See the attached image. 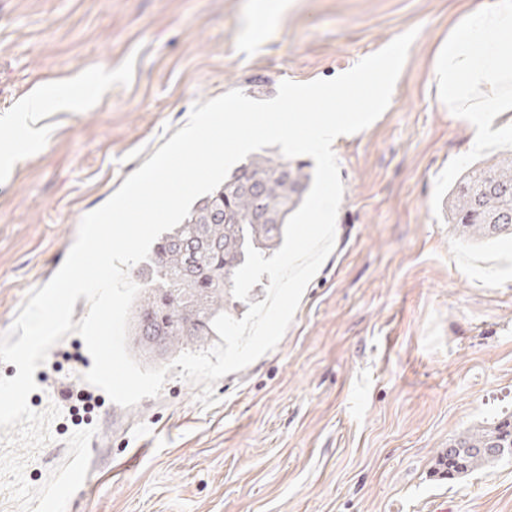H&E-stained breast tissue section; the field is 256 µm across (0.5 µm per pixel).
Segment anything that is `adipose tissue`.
I'll use <instances>...</instances> for the list:
<instances>
[{"label":"adipose tissue","mask_w":512,"mask_h":512,"mask_svg":"<svg viewBox=\"0 0 512 512\" xmlns=\"http://www.w3.org/2000/svg\"><path fill=\"white\" fill-rule=\"evenodd\" d=\"M438 101L449 111L464 113L474 127L473 149L487 146L486 123L491 113L512 114V0H471L465 12L438 47L432 64ZM68 112L83 111L85 97L59 90L53 99L36 95L22 104L21 127L27 140L37 141L41 131L29 112L46 106Z\"/></svg>","instance_id":"obj_1"}]
</instances>
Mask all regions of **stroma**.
Segmentation results:
<instances>
[{
  "instance_id": "obj_1",
  "label": "stroma",
  "mask_w": 512,
  "mask_h": 512,
  "mask_svg": "<svg viewBox=\"0 0 512 512\" xmlns=\"http://www.w3.org/2000/svg\"><path fill=\"white\" fill-rule=\"evenodd\" d=\"M0 0V145L18 106L67 85L82 112L38 113L43 136L0 175V334L61 268L84 215L230 90L331 79L417 29L385 112L332 149L344 192L332 253L279 344L219 379L217 402L170 370L159 396L102 399L93 488L67 512H512V460L463 478L438 451L512 417V240H466L448 190L512 153L437 102V47L464 0ZM68 334L34 379L70 376Z\"/></svg>"
}]
</instances>
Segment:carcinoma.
<instances>
[{
  "label": "carcinoma",
  "instance_id": "carcinoma-1",
  "mask_svg": "<svg viewBox=\"0 0 512 512\" xmlns=\"http://www.w3.org/2000/svg\"><path fill=\"white\" fill-rule=\"evenodd\" d=\"M313 178L308 163L255 154L195 201L180 225L160 235L136 273L140 292L130 322L137 351L154 336L167 360L216 335L213 318L234 308L232 278L245 262L246 245L264 255L275 253L283 244L288 218L302 204ZM251 183L262 186V192L248 193ZM448 198V223L456 225L460 237L512 235V158L481 162L459 178ZM272 214L280 222L258 223ZM493 443L505 452L487 453L485 448ZM511 459V422L468 429L439 453V464L450 478Z\"/></svg>",
  "mask_w": 512,
  "mask_h": 512
}]
</instances>
